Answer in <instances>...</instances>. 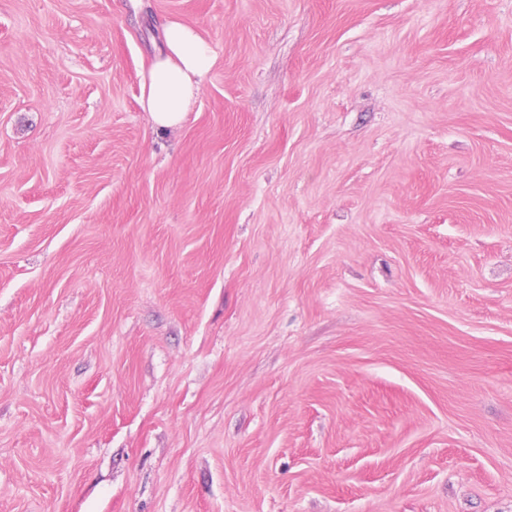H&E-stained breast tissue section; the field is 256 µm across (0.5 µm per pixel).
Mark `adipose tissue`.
I'll use <instances>...</instances> for the list:
<instances>
[{"instance_id": "obj_1", "label": "adipose tissue", "mask_w": 512, "mask_h": 512, "mask_svg": "<svg viewBox=\"0 0 512 512\" xmlns=\"http://www.w3.org/2000/svg\"><path fill=\"white\" fill-rule=\"evenodd\" d=\"M215 63L216 55L197 27L177 17L166 20L163 46L149 62L140 98L154 132L181 126Z\"/></svg>"}]
</instances>
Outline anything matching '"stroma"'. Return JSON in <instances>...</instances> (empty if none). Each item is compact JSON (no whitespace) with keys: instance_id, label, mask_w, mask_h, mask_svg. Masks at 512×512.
<instances>
[{"instance_id":"obj_1","label":"stroma","mask_w":512,"mask_h":512,"mask_svg":"<svg viewBox=\"0 0 512 512\" xmlns=\"http://www.w3.org/2000/svg\"><path fill=\"white\" fill-rule=\"evenodd\" d=\"M0 512H512V0H0ZM215 63L216 55L197 27L178 17L166 20L163 46L149 62L140 98L154 132L181 126Z\"/></svg>"}]
</instances>
